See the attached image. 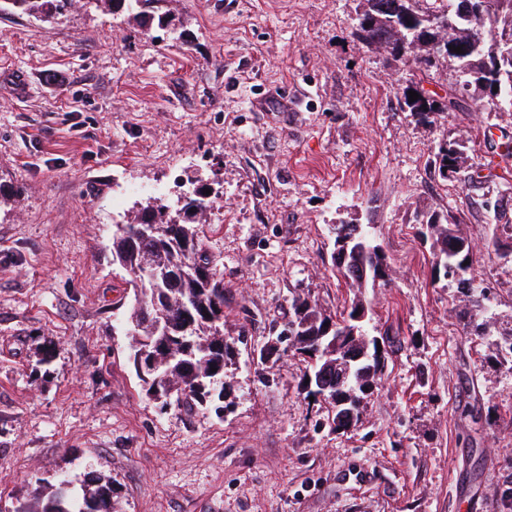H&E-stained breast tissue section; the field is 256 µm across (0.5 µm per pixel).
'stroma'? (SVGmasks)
I'll return each mask as SVG.
<instances>
[{
	"mask_svg": "<svg viewBox=\"0 0 512 512\" xmlns=\"http://www.w3.org/2000/svg\"><path fill=\"white\" fill-rule=\"evenodd\" d=\"M360 0H75L0 12V512L37 479L110 478L118 512H512V108L419 120L408 71L354 35ZM24 75L26 92L13 79ZM463 140L442 176L440 144ZM239 339L218 409L160 411L129 359L112 227L187 181ZM450 213L490 289L491 333L435 279L424 214ZM337 224L372 228L389 282L332 271ZM369 309L387 350L358 423L330 427L301 356L259 361L293 291ZM50 363H42L45 349ZM72 0H1L0 11L14 10L50 21L62 14L71 5Z\"/></svg>",
	"mask_w": 512,
	"mask_h": 512,
	"instance_id": "obj_1",
	"label": "stroma"
}]
</instances>
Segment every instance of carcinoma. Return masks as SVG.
Masks as SVG:
<instances>
[{"mask_svg":"<svg viewBox=\"0 0 512 512\" xmlns=\"http://www.w3.org/2000/svg\"><path fill=\"white\" fill-rule=\"evenodd\" d=\"M364 8L354 31L370 49L384 50L397 64L428 69L443 59L460 76L459 86L440 100L419 98L404 105L419 119L447 109H459L464 96L487 94L512 108V0H363ZM71 0H0V11L14 10L49 21L62 14ZM463 47L456 53L453 47ZM443 175L455 172L462 159L460 144L445 142L436 153ZM213 199L194 190L182 207L169 210L155 202L140 205L125 224L112 225V261L135 271L142 267L165 271L169 280L129 277L134 303L126 317L132 336V359L142 350L154 359L155 372L140 378L146 394L170 405L193 409L224 397L225 386L214 381L226 377L234 350L224 337V277L200 236L203 205ZM452 215H431L426 226L433 240V272L474 290L473 252L457 230ZM335 239H350L347 255L332 253V265L357 290L386 277L383 256L372 245L367 228L355 224L335 226ZM291 316L277 333L283 350L294 349L306 362L309 395L334 404L348 401L358 421L362 401L374 392L382 376L384 353L368 338L356 320L364 309L354 301L347 315L336 318L310 295L295 291ZM111 481L92 472L68 485L39 487L16 512H100L97 505L113 499Z\"/></svg>","mask_w":512,"mask_h":512,"instance_id":"carcinoma-1","label":"carcinoma"}]
</instances>
